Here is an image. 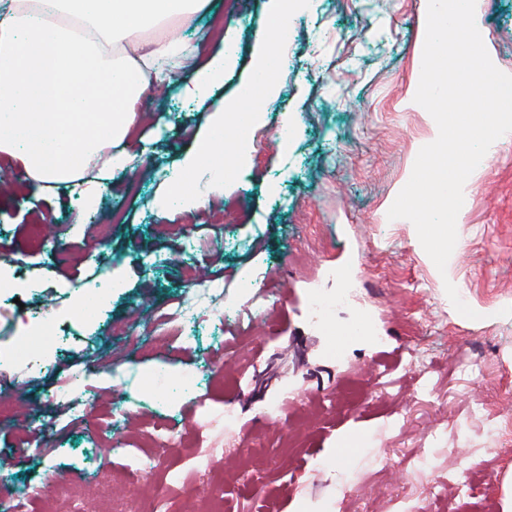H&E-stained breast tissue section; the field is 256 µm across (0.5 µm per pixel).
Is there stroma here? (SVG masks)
Masks as SVG:
<instances>
[{
	"instance_id": "1",
	"label": "stroma",
	"mask_w": 512,
	"mask_h": 512,
	"mask_svg": "<svg viewBox=\"0 0 512 512\" xmlns=\"http://www.w3.org/2000/svg\"><path fill=\"white\" fill-rule=\"evenodd\" d=\"M275 0H211L208 13L179 24L198 64L235 44L224 78L204 99L160 86L138 107L146 118L123 140L131 168L116 170L96 202L80 181L47 185L35 207L21 162L0 153V344L26 319L51 316L58 336L46 369L0 367V390L19 397L0 420V501L55 473L60 488L35 497L29 512H99L100 490L134 483L155 454L162 429L177 446L164 457L158 488L170 512H200L197 466L206 462L223 486V512H334L351 493L356 512H400L405 498L421 512H502V483L512 470V134L496 140L467 179L458 239L445 271L422 248L414 225L389 220L420 148L435 140L431 115L410 104L422 65L424 0H314L291 18L271 88L248 104L256 119L242 136L248 161L227 145L225 167L207 161L194 173L206 184L224 172V188L205 209L187 212L192 188L166 215L152 202L176 183L177 161L223 120L216 101L235 102L254 73L259 32L272 29ZM487 46L512 72V0H480ZM290 120L292 135L279 130ZM43 227L58 254L37 255L31 225ZM352 271L337 276L341 263ZM224 280V320L178 327L162 320L194 289L185 277ZM452 282L480 320L459 314ZM352 289L330 320L347 328L361 318L378 327L383 347L354 337L340 352L306 310L314 293ZM98 298L91 319L70 309ZM255 338L237 341L240 330ZM122 363L120 377L75 383L94 397L82 424L50 398L56 380L93 363ZM247 367L243 390L229 386ZM168 384H154L157 373ZM372 374V397L351 410H325L303 426L292 398L342 401L346 384ZM218 413L197 429L195 399ZM288 397L278 420L261 411ZM231 407L235 426L219 413ZM303 446L289 455L286 441ZM348 440V460L332 448ZM231 448L207 459L210 441ZM431 467L412 468L414 454ZM110 459L109 469L100 462ZM329 461L320 471L315 460Z\"/></svg>"
}]
</instances>
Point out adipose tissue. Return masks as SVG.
I'll list each match as a JSON object with an SVG mask.
<instances>
[{"mask_svg": "<svg viewBox=\"0 0 512 512\" xmlns=\"http://www.w3.org/2000/svg\"><path fill=\"white\" fill-rule=\"evenodd\" d=\"M90 16L98 40L74 39L50 24L53 0H9L0 15V153L18 158L33 190L82 177L104 147L120 143L138 119L137 103L172 75L179 52L181 90L199 96L218 80L210 67L191 68L194 51L172 39L171 19L205 11L210 0H70ZM159 29L150 43L145 20Z\"/></svg>", "mask_w": 512, "mask_h": 512, "instance_id": "obj_1", "label": "adipose tissue"}]
</instances>
